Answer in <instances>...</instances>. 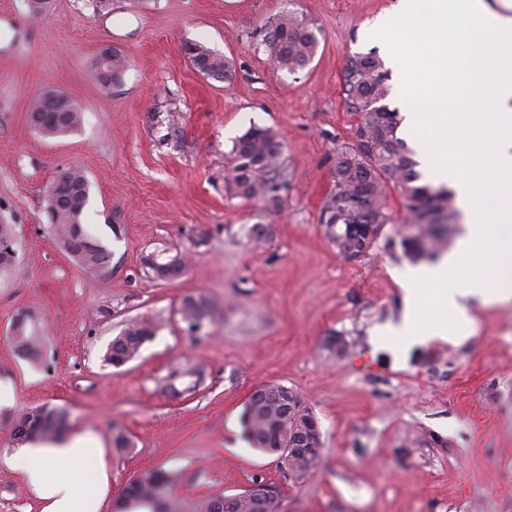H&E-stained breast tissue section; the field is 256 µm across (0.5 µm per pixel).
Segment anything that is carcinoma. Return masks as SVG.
<instances>
[{"instance_id": "carcinoma-1", "label": "carcinoma", "mask_w": 512, "mask_h": 512, "mask_svg": "<svg viewBox=\"0 0 512 512\" xmlns=\"http://www.w3.org/2000/svg\"><path fill=\"white\" fill-rule=\"evenodd\" d=\"M262 42L269 49L274 65L289 73L307 67L318 49L313 25L292 10L284 11L277 21L264 29ZM196 54L191 59L209 61L213 79L227 81L231 70L224 58L208 48L193 45ZM344 93L347 109L358 116L351 143L336 149L334 159V188L326 198L322 223L326 235L346 232L354 221L353 213L373 218L377 224L389 223L387 189H400L411 223L418 226V234L401 241L404 256L413 261L433 259L441 249L448 225L456 216L454 196L444 186L420 183L418 163L407 143L397 135L400 120L398 112L383 101L390 93L387 70L380 57L372 53H357L350 57L344 75ZM59 111L65 113L63 123L57 124L46 116L38 130L44 135H67L81 123V112L64 100H59ZM234 165L228 182L236 194L246 199H259L277 208L281 205V191L287 184V172L282 159V146L268 128L253 126L240 136L233 149ZM86 205L76 209L60 210L48 214L52 230L60 246L84 236L82 218ZM376 241L358 234L349 244L336 245L339 251L351 250L360 257ZM111 252L97 241L73 257L84 271L101 269ZM182 320L192 330H200L210 317L208 301L202 297H188L180 309ZM12 343L23 356L37 359L40 355L38 336L28 329L26 320L13 323ZM158 331L153 321H129L112 339L104 356L105 362L121 367L133 360L145 343ZM266 399L260 405L247 402L241 426L245 438L253 447L278 455L282 464L294 475L307 472L318 458L291 459L283 447L284 430L299 428L314 419L312 411L294 390L278 384L261 386ZM69 412L64 408L41 406L32 408L15 421V439L26 442L47 440L62 434L68 425ZM174 475L170 471L154 469L130 483L116 502L115 512H184L179 498L172 492ZM267 489L265 512H280L277 488L262 478L253 479Z\"/></svg>"}]
</instances>
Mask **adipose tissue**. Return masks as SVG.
Segmentation results:
<instances>
[{"mask_svg": "<svg viewBox=\"0 0 512 512\" xmlns=\"http://www.w3.org/2000/svg\"><path fill=\"white\" fill-rule=\"evenodd\" d=\"M398 0L372 26L402 76L424 170L455 191L466 224L447 255L412 269L398 335H453L476 305L512 300V17L504 0ZM491 112L481 111L484 103ZM41 512H107L112 475L91 434L28 446L9 460Z\"/></svg>", "mask_w": 512, "mask_h": 512, "instance_id": "ef3b65f1", "label": "adipose tissue"}]
</instances>
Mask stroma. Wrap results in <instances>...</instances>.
I'll return each mask as SVG.
<instances>
[{
  "mask_svg": "<svg viewBox=\"0 0 512 512\" xmlns=\"http://www.w3.org/2000/svg\"><path fill=\"white\" fill-rule=\"evenodd\" d=\"M397 0H52L31 17L26 0H0L10 39L0 47V222L13 225L15 265L0 274V512H39L5 460L16 417L43 404L68 409V434L98 436L112 496L154 468L175 472L185 507L236 495L254 478L276 485L281 512H512V303L476 306L455 336L378 345L374 327L398 318L412 263L400 193L391 217L355 260L327 238L322 208L337 148L357 122L347 110L350 56L384 45L367 27ZM291 9L313 22L319 47L295 74L278 70L255 32ZM206 46L228 62L206 77L184 53ZM115 47L128 59L105 87L92 60ZM54 89L83 112L82 126L47 137L27 118ZM271 128L288 173L280 209L236 195L225 178L232 147L250 127ZM85 170L82 222L112 253L87 273L59 247L46 213L52 180ZM267 229L261 243L251 229ZM187 266L154 279L149 255ZM204 296L213 311L190 333L179 309ZM28 316L43 338L33 361L18 354L12 324ZM159 324L121 368L104 361L133 319ZM198 375L164 387L172 369ZM277 382L318 420L314 467L293 478L276 455L252 448L241 414L250 394ZM124 433L125 449L113 438Z\"/></svg>",
  "mask_w": 512,
  "mask_h": 512,
  "instance_id": "stroma-1",
  "label": "stroma"
}]
</instances>
